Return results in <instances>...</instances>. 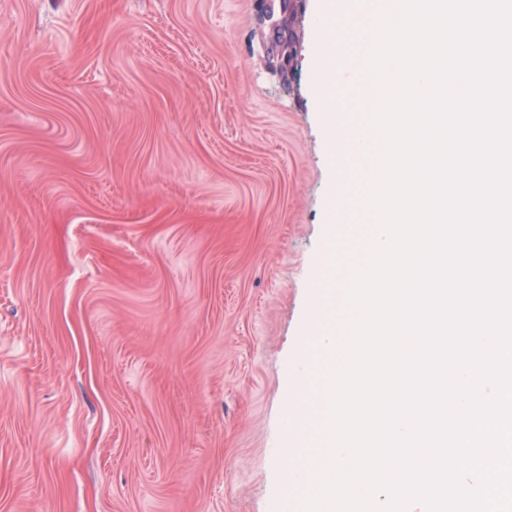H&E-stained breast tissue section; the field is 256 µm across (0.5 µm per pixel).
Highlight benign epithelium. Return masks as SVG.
Here are the masks:
<instances>
[{
    "label": "benign epithelium",
    "mask_w": 512,
    "mask_h": 512,
    "mask_svg": "<svg viewBox=\"0 0 512 512\" xmlns=\"http://www.w3.org/2000/svg\"><path fill=\"white\" fill-rule=\"evenodd\" d=\"M279 12L271 8V0H255L260 15L267 22L268 37L264 42L265 61L276 74L290 73L301 51L300 35L288 36L289 26L298 23L305 0H278Z\"/></svg>",
    "instance_id": "benign-epithelium-1"
}]
</instances>
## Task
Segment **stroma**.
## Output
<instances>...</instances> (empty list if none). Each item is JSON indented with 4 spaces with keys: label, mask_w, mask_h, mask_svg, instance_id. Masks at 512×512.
<instances>
[{
    "label": "stroma",
    "mask_w": 512,
    "mask_h": 512,
    "mask_svg": "<svg viewBox=\"0 0 512 512\" xmlns=\"http://www.w3.org/2000/svg\"><path fill=\"white\" fill-rule=\"evenodd\" d=\"M306 0H0V512H301L295 358L337 326L367 166L335 174ZM272 0H255L260 15L267 22L268 37L264 42L265 61L276 74L291 73L301 51V38L296 29L298 17L305 0H278L279 12L275 15ZM295 25V35L288 38L289 26Z\"/></svg>",
    "instance_id": "obj_1"
}]
</instances>
